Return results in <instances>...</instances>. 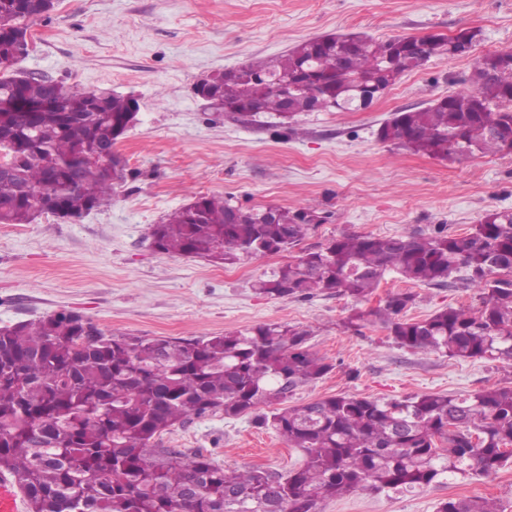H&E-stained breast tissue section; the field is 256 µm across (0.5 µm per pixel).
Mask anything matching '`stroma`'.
I'll return each instance as SVG.
<instances>
[{
    "instance_id": "stroma-1",
    "label": "stroma",
    "mask_w": 512,
    "mask_h": 512,
    "mask_svg": "<svg viewBox=\"0 0 512 512\" xmlns=\"http://www.w3.org/2000/svg\"><path fill=\"white\" fill-rule=\"evenodd\" d=\"M480 29L473 55L435 59L403 75L367 110L305 112L299 135L243 127L203 109L202 78L273 58L302 40L361 32L377 40ZM41 38L16 71L81 88L135 95L137 124L119 141L126 183L110 206L71 221L46 213L0 224V327L61 310L105 332L193 339L260 323L311 330V352L333 369L298 389L289 405L331 396L378 401L425 393L468 395L512 385V362L451 359L398 347L375 321L348 327L394 292H410L409 319L447 306L478 309L479 293L453 274L444 286L387 273L366 301L336 294L277 299L254 284L303 250L345 233L464 235L486 211H512V155L441 160L380 141L392 114L459 89L475 59L512 48V0H56L29 20ZM221 195L241 210L275 205L328 214L300 246L219 265L166 254L149 229L196 197ZM162 447L199 451L225 468L287 474L302 462L254 413L187 419ZM457 496L497 499L512 512V463L488 477L459 478L403 496L361 492L327 499L319 512H435Z\"/></svg>"
}]
</instances>
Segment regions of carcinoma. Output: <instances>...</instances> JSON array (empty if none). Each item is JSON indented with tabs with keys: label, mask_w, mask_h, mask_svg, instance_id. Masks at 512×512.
<instances>
[{
	"label": "carcinoma",
	"mask_w": 512,
	"mask_h": 512,
	"mask_svg": "<svg viewBox=\"0 0 512 512\" xmlns=\"http://www.w3.org/2000/svg\"><path fill=\"white\" fill-rule=\"evenodd\" d=\"M54 0H0V64L25 49L26 21ZM481 31L377 41L362 33L303 40L275 59L255 60L219 89L226 117L242 126L296 133L294 117L369 108L401 75L434 58L465 57ZM512 49L478 58L473 85L418 110L396 112L379 139L441 159L512 155ZM36 104L24 112L18 103ZM291 111H282L283 106ZM128 119L127 100L107 88L0 75V140L12 171L0 175V224H29L39 205L72 220L112 201L127 169L86 155ZM328 220L310 208L244 213L222 196L169 212L151 237L167 254L224 264L290 251ZM397 271L439 285L458 271L481 307H446L404 318L414 296L388 295L355 319L378 320L396 344L457 359L512 360V211L492 210L462 236L347 233L302 252L261 293L305 299L336 293L361 301ZM311 332L263 323L244 332L179 339L106 334L74 311L0 328V473L24 493L29 512H318L327 498L369 491L413 494L512 458V386L464 397L432 393L387 402L333 396L298 406L288 397L333 366L312 353ZM265 407L258 424L276 431L303 464L287 475L227 470L200 453L159 448L156 438L192 416L236 417ZM447 441L440 448L436 439ZM436 512H501L485 498H450Z\"/></svg>",
	"instance_id": "1"
}]
</instances>
